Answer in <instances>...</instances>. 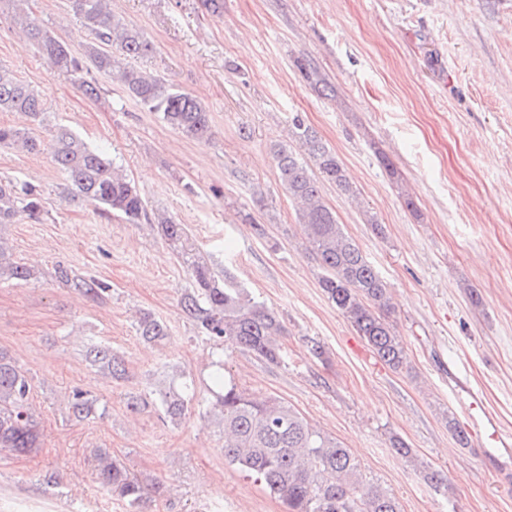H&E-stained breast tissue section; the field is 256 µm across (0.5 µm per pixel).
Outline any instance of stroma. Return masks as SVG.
<instances>
[{"mask_svg":"<svg viewBox=\"0 0 512 512\" xmlns=\"http://www.w3.org/2000/svg\"><path fill=\"white\" fill-rule=\"evenodd\" d=\"M30 8L85 60L71 0ZM112 12L155 47L131 67L203 99L214 133L183 136L93 69L103 93L86 99L0 17V64L38 89L49 112L35 131L39 152L0 147V178L38 185L43 206L39 220L0 229L16 260L42 270L35 281L0 282V348L31 379L40 431L31 453L0 454V512H132L101 487L100 448L145 483L164 484L147 512H288L225 462L197 405L174 425L154 407L128 409L129 395L173 373L203 382L212 348L180 311L189 274L157 228L65 199L52 162L57 124L124 169L148 213L186 225L212 263L278 312L280 363L225 350L240 388L288 402L343 442L365 482L388 490L401 512H512V461L462 446L448 426L464 421L475 392L512 442V0H224L220 17L201 0H112ZM301 57L335 98L302 78ZM294 112L359 193L355 204L322 186L389 286L403 369L380 362L319 286L270 151L287 142ZM59 262L110 283L109 296L95 302L58 283ZM142 310L168 325L162 343L137 337ZM90 343L111 346L123 379L90 365ZM77 388L105 414L75 419L67 400ZM397 439L409 454L393 448ZM48 471L56 485L44 483ZM433 471L445 488L430 483Z\"/></svg>","mask_w":512,"mask_h":512,"instance_id":"obj_1","label":"stroma"}]
</instances>
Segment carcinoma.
<instances>
[{"label":"carcinoma","instance_id":"obj_1","mask_svg":"<svg viewBox=\"0 0 512 512\" xmlns=\"http://www.w3.org/2000/svg\"><path fill=\"white\" fill-rule=\"evenodd\" d=\"M74 16L89 37L87 56L92 67L119 83L127 95L150 112H156L171 128L188 138L213 134L211 117L201 99L182 92L157 75L124 63L128 57H145L154 45L136 28L112 14L109 0H72ZM0 11L12 15L39 53L59 73L77 81L82 95L92 101L101 87L82 76L83 67L68 45L40 27L32 16L29 0H0ZM296 66L304 80L327 98L336 96L334 86L314 63L302 58ZM0 111L19 112L29 125L42 127L46 108L38 90L0 66ZM292 142L271 147L281 187L298 205L297 222L321 268L319 286L328 300L350 322L372 353L389 367L407 366L403 341L388 320L389 288L363 255L357 242L339 223L336 211L325 201L321 184L327 182L347 198L357 195L336 152L308 126L300 113L290 117ZM56 141L53 162L65 175L64 192L103 214L116 213L129 223L148 218L141 193L129 176L99 151L65 127L53 130ZM0 146L19 147L36 153L39 141L25 128L0 124ZM41 197L30 183L0 179V230L24 214L39 219ZM157 228L173 246L188 269L191 285L180 307L213 348H236L270 362L281 359L277 337L284 326L279 314L255 300L221 274L203 255L184 224L157 216ZM40 271L16 261L0 235V282H29ZM55 279L92 300L108 296L110 286L94 277L75 274L68 266L54 268ZM138 336L160 342L169 336L165 322L150 312L137 320ZM89 363L108 377L125 373L123 361L104 344L86 350ZM213 372L206 390L211 396L209 416L224 434V460L245 477L260 484L270 495L283 500L289 512H401L397 500L380 486L364 483L360 465L336 437L313 425L295 408L272 396L257 395L238 387L224 375V358L211 362ZM31 379L16 360L0 349V449L24 454L37 447V419L30 406ZM193 383L152 391L153 400L133 395L128 408L138 411L150 405L164 419L182 420L194 397ZM97 399L81 389L72 392L69 411L84 418L95 411ZM101 483L140 507L163 484L148 485L98 450Z\"/></svg>","mask_w":512,"mask_h":512}]
</instances>
